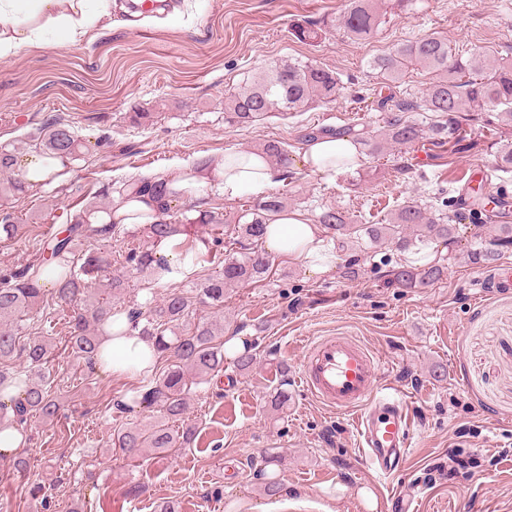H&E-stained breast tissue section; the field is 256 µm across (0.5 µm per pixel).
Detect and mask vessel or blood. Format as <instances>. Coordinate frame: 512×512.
Listing matches in <instances>:
<instances>
[{
  "instance_id": "vessel-or-blood-1",
  "label": "vessel or blood",
  "mask_w": 512,
  "mask_h": 512,
  "mask_svg": "<svg viewBox=\"0 0 512 512\" xmlns=\"http://www.w3.org/2000/svg\"><path fill=\"white\" fill-rule=\"evenodd\" d=\"M300 377L307 397L351 415L359 446L381 477L403 471L412 411L397 388L381 383L379 360L366 344L342 335L314 340L305 350Z\"/></svg>"
}]
</instances>
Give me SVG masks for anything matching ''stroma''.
I'll return each mask as SVG.
<instances>
[{
	"instance_id": "stroma-1",
	"label": "stroma",
	"mask_w": 512,
	"mask_h": 512,
	"mask_svg": "<svg viewBox=\"0 0 512 512\" xmlns=\"http://www.w3.org/2000/svg\"><path fill=\"white\" fill-rule=\"evenodd\" d=\"M133 2L112 0L111 22L98 24L90 41L23 48L0 60V146L18 157L32 152L30 135L58 115L82 143L67 178L0 195V215L25 227L19 237L0 239V269L34 260L49 227L69 223L108 185L271 140L287 143L289 169L273 193L287 194L293 209L313 219L327 206L384 216L411 195L454 214L470 172H491L494 192L512 200V172L492 169L493 112L463 121L465 138L453 154L387 150L331 181L300 167L298 156L311 129L350 123L362 137L374 136L396 116L395 101L421 96L427 71L409 67L383 87L370 66L401 43L437 33L461 56L512 59V0H409L369 40L332 30L314 43L297 40L293 27L336 17L345 0H168L152 14L136 12ZM287 58L335 71L342 96L248 126L227 122L225 93ZM133 112L155 119L136 126ZM487 232L468 217L453 245L429 242L428 256L446 272L426 288L396 286L392 272L409 257L391 244L353 256L338 251L339 267L319 275L273 259L267 279L224 298V336L252 345V370L240 373L225 354L223 372L191 392L190 447L144 461L113 449L112 435L150 427L159 412H120L137 382L91 369L69 346L65 311L41 303L24 333H52L48 366L60 413L31 419L24 445L0 454V512H44L46 501L51 512H155L165 502L176 512H393L396 493L415 496L417 512H512V290L485 288L488 268L467 259ZM351 257L358 272L348 277L342 264ZM339 333L372 348L381 380L411 403L407 465L392 481L361 458L347 417L301 392L307 342ZM280 390L288 402L278 409L272 400ZM270 448L281 462L266 463ZM452 450L498 463L452 478ZM267 477L278 480V495L264 494Z\"/></svg>"
}]
</instances>
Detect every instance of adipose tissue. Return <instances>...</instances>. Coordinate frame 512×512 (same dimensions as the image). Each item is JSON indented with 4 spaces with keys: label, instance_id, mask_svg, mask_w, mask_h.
Listing matches in <instances>:
<instances>
[{
    "label": "adipose tissue",
    "instance_id": "ef3b65f1",
    "mask_svg": "<svg viewBox=\"0 0 512 512\" xmlns=\"http://www.w3.org/2000/svg\"><path fill=\"white\" fill-rule=\"evenodd\" d=\"M86 0H0V60L14 56L24 47L41 49L49 41L47 31H55L64 43L78 45L90 35ZM364 156L360 145L349 140L324 136L304 145L301 163L326 179L357 171ZM279 177L278 169L259 151L231 149L218 162L188 163L167 176L171 189L195 196L210 190L233 201L247 194H262ZM122 217L129 226L153 224L163 219L157 202L147 195L113 193L111 212L93 214L92 223H108L111 216ZM263 243L268 253L285 256L317 275L335 268L337 256L325 239L320 225L296 211L276 215L267 226ZM168 272L162 273V285L179 284L196 278L200 265L178 246L177 240L161 241L155 248ZM157 358L155 343L144 336L142 325L120 319L101 336L93 359L94 368L105 377L142 380L154 372Z\"/></svg>",
    "mask_w": 512,
    "mask_h": 512
}]
</instances>
